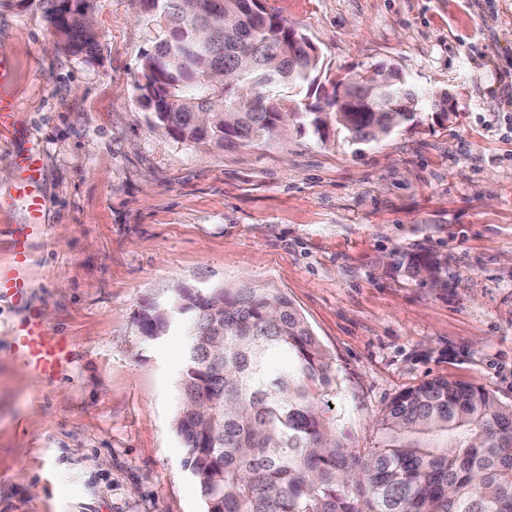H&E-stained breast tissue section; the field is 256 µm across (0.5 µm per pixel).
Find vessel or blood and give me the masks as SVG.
<instances>
[{
	"mask_svg": "<svg viewBox=\"0 0 512 512\" xmlns=\"http://www.w3.org/2000/svg\"><path fill=\"white\" fill-rule=\"evenodd\" d=\"M11 81L10 68L0 60L1 129L11 125L15 114L16 103L8 91ZM39 164V154H31L25 159L23 169L26 176L16 186L15 191L17 197L21 198L25 204L28 221L12 226L10 262L5 266L0 265V293H9L21 305L25 304L29 290L27 269L33 242L48 234V227L41 219L42 197L35 188ZM12 343L16 355L34 374L47 376L56 370L61 351L60 341L37 314H29L15 328Z\"/></svg>",
	"mask_w": 512,
	"mask_h": 512,
	"instance_id": "obj_1",
	"label": "vessel or blood"
}]
</instances>
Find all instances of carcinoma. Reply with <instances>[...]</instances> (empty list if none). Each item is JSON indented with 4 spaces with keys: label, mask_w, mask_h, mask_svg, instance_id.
<instances>
[{
    "label": "carcinoma",
    "mask_w": 512,
    "mask_h": 512,
    "mask_svg": "<svg viewBox=\"0 0 512 512\" xmlns=\"http://www.w3.org/2000/svg\"><path fill=\"white\" fill-rule=\"evenodd\" d=\"M63 51L99 46L82 13L65 22L66 0H31ZM157 30L136 90L153 125L176 142L255 145L288 122L324 140L377 141L420 123L424 105L448 119V92H423L397 68L321 82L324 62L302 32L255 0H145ZM229 79L205 86L214 66ZM254 90L241 101L240 89ZM316 94V102L309 101ZM229 110L205 128L202 112ZM185 319L186 345L175 430L184 468L204 512H512V406L489 391L437 377L397 394L379 417L380 445L352 452L328 418L336 367L293 302L251 286L206 293L178 288L140 316L148 340Z\"/></svg>",
    "instance_id": "1"
}]
</instances>
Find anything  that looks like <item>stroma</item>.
<instances>
[{
	"mask_svg": "<svg viewBox=\"0 0 512 512\" xmlns=\"http://www.w3.org/2000/svg\"><path fill=\"white\" fill-rule=\"evenodd\" d=\"M339 77L381 64L445 91L446 121L363 145L288 131L199 148L151 124L135 80L144 0H95L99 48L61 51L0 0L19 108L0 131V264L19 163L41 153L49 236L26 307L0 294V512H203L175 431L186 339L139 318L178 287L282 293L336 364V432L378 447L400 391L445 376L512 405V0H263ZM439 263L438 276L414 269ZM64 348L38 378L12 346L27 312Z\"/></svg>",
	"mask_w": 512,
	"mask_h": 512,
	"instance_id": "obj_1",
	"label": "stroma"
}]
</instances>
